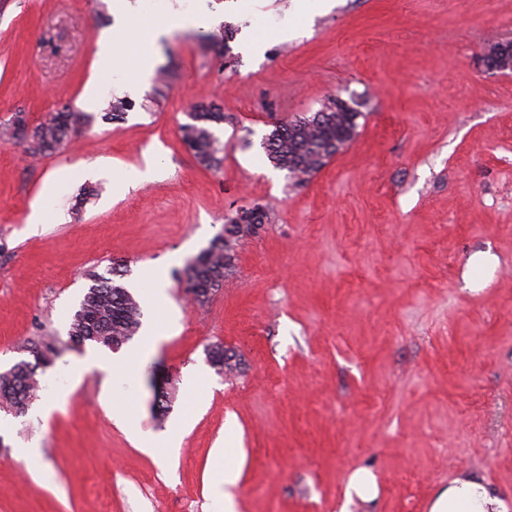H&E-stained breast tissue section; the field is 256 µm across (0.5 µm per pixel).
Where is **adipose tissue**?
I'll list each match as a JSON object with an SVG mask.
<instances>
[{"label":"adipose tissue","instance_id":"ef3b65f1","mask_svg":"<svg viewBox=\"0 0 512 512\" xmlns=\"http://www.w3.org/2000/svg\"><path fill=\"white\" fill-rule=\"evenodd\" d=\"M112 13L116 19L113 27L107 28L95 45V54L99 57H112L126 60L125 78L117 82L119 90L138 88L149 83L154 74V57L142 55L129 58L128 45L134 36L136 24L145 16H152L151 35L154 42L169 38L176 30L175 13L169 0H113ZM145 350L139 349L125 358L113 359L111 354L90 349L83 356L69 361L58 369L61 383L56 394L46 400L43 411L51 413L60 404L65 403L72 386L83 376L97 370L106 373L113 385L124 387L133 382V372L144 359ZM430 512H512L499 498L490 485L481 478H457L449 482L446 489L439 492L430 506Z\"/></svg>","mask_w":512,"mask_h":512}]
</instances>
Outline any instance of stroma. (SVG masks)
Returning a JSON list of instances; mask_svg holds the SVG:
<instances>
[{
    "label": "stroma",
    "mask_w": 512,
    "mask_h": 512,
    "mask_svg": "<svg viewBox=\"0 0 512 512\" xmlns=\"http://www.w3.org/2000/svg\"><path fill=\"white\" fill-rule=\"evenodd\" d=\"M111 2L0 0V123L81 109L92 71L112 69L95 55ZM223 2L229 53L188 26L156 47L142 32L167 88L136 93L117 122L93 109L52 155L0 145V371L28 337L66 336L92 271H124L138 298L156 270L179 313L137 373L133 429L113 420L99 372L50 416H9L0 512H209L220 462L240 471L238 512H429L469 476L512 502V71L481 63L512 40V0H332L285 42L270 33L292 0H273L254 21L261 57ZM336 96L362 101L357 133L293 185L262 140ZM198 104L224 114L211 169L181 138ZM150 156L155 177L115 192ZM253 206L267 219L237 243L233 274L191 304L178 271ZM216 343L237 371L211 367ZM192 372L205 379L195 398ZM172 433L167 456L157 445ZM26 444L39 460L17 456ZM361 468L378 496L346 503Z\"/></svg>",
    "instance_id": "obj_1"
}]
</instances>
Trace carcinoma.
<instances>
[{
	"mask_svg": "<svg viewBox=\"0 0 512 512\" xmlns=\"http://www.w3.org/2000/svg\"><path fill=\"white\" fill-rule=\"evenodd\" d=\"M350 103L331 98L322 109L293 120L274 125L262 145L274 167L288 172L297 184L321 169L325 160L355 134L356 120L361 112ZM134 103L120 98L109 101L102 116L104 120L122 118ZM191 122L181 127L184 143L193 151L196 161L204 167L220 162L222 151L212 127L224 123V113L212 106H201L190 113ZM92 116L65 108L45 122L31 125L25 113H14L11 120L0 124V142H21L27 153L38 156L55 152L69 138L89 125ZM248 222L242 224L238 215L226 219L223 231L189 263L183 272L185 291L194 303L202 306L224 282L231 271L234 255L233 242L247 235L249 225L262 224L266 214L258 208L245 210ZM116 269L108 275L95 271L88 274L91 285L87 288L62 340L53 334L39 333L24 343V351L33 360H21L10 369L0 372V409L15 415L26 412L40 389L38 372L55 364L62 347L80 350L88 343L111 351L120 349L130 341L141 327L142 311L138 301L120 281L114 279ZM210 365L222 374L231 373L235 365L225 361L224 346L216 344L208 350Z\"/></svg>",
	"mask_w": 512,
	"mask_h": 512,
	"instance_id": "cac0c4a2",
	"label": "carcinoma"
}]
</instances>
